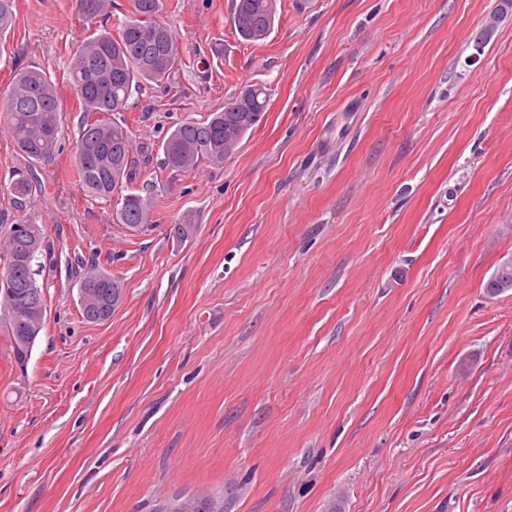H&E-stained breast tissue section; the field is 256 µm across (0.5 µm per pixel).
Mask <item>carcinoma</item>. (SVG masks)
Segmentation results:
<instances>
[{
	"mask_svg": "<svg viewBox=\"0 0 512 512\" xmlns=\"http://www.w3.org/2000/svg\"><path fill=\"white\" fill-rule=\"evenodd\" d=\"M77 15L85 23L102 15L107 0H76ZM277 0H234L233 22L241 38L259 41L275 25ZM15 0H0V37L11 25ZM161 0H132V16L117 32L94 31L88 35L69 65L67 82L76 96L83 120L75 141L73 163L81 189L93 200L109 202L126 184L136 179L152 156L149 145L133 148L129 129L117 118L128 107L134 92L149 84H161L181 61L175 33L158 20ZM4 120L17 151L30 165L51 158L62 133V105L50 77L37 67L22 68L14 75L6 95ZM267 94L258 84L244 87L212 117L187 119L162 143L163 164L176 171L194 169L200 162L222 163L261 121ZM11 191L27 199L37 191L33 169L12 175ZM151 199L126 194L113 209V219L128 229L149 223ZM6 246L0 253V319L5 322L15 360L23 365L31 356L45 319V299L35 275L37 260L46 249L42 229L32 224L27 231L15 224H0ZM512 290V266L497 267L486 283L487 293L499 295V285ZM83 317L102 322L112 315L121 299L118 281L103 270L87 269L79 281Z\"/></svg>",
	"mask_w": 512,
	"mask_h": 512,
	"instance_id": "cac0c4a2",
	"label": "carcinoma"
}]
</instances>
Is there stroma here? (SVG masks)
<instances>
[{"label": "stroma", "instance_id": "obj_1", "mask_svg": "<svg viewBox=\"0 0 512 512\" xmlns=\"http://www.w3.org/2000/svg\"><path fill=\"white\" fill-rule=\"evenodd\" d=\"M500 0H278L248 42L232 0H162L182 61L122 112L154 145L133 233L78 185L75 0H16L0 95L50 74L62 149L39 190L0 126V213L39 225L45 324L26 364L0 326V512H512V11ZM480 60L466 58L491 14ZM268 93L224 163L174 173L160 144L247 84ZM190 224L176 238L171 227ZM119 281L84 319L76 273ZM11 191L21 199H27L37 191L38 182L31 166L15 170L10 183Z\"/></svg>", "mask_w": 512, "mask_h": 512}]
</instances>
